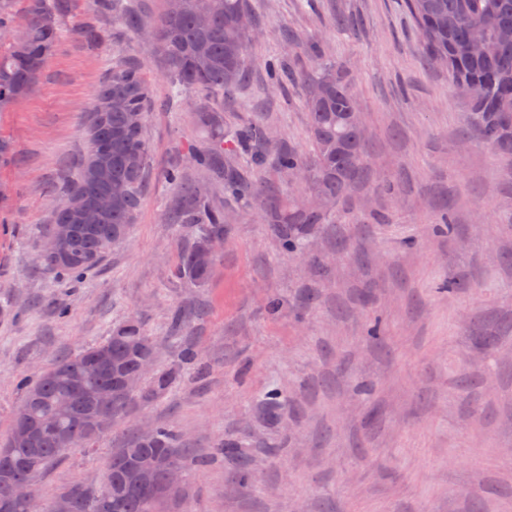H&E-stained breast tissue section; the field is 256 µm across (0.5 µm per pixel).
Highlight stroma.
Instances as JSON below:
<instances>
[{
  "instance_id": "35a3bbf8",
  "label": "stroma",
  "mask_w": 512,
  "mask_h": 512,
  "mask_svg": "<svg viewBox=\"0 0 512 512\" xmlns=\"http://www.w3.org/2000/svg\"><path fill=\"white\" fill-rule=\"evenodd\" d=\"M249 5L259 21L250 79L225 104L226 127L259 121L272 141L310 154L300 86H267L264 66L311 70L301 44L320 42L355 86L370 145L348 220L320 225L292 256L259 204L237 208L212 277L173 279L194 232L167 218V172L192 170L191 149L207 143L196 100L97 0H62L64 37L33 90L0 112L11 146L0 161V441L21 405L19 379L135 317L156 369L179 375L135 399L93 450L53 461L39 477L46 495L98 489L113 449L164 424L208 459L185 470L174 512H512V158L467 131L465 104L422 55L405 0ZM340 15L354 26H337ZM119 55L138 58L155 103L149 180L127 240L69 285L37 252ZM444 207L456 225L445 237L432 230ZM178 310L192 317L181 332ZM187 344L199 361L182 366ZM272 391L282 395L273 415ZM220 443L234 455L210 459ZM455 456L468 465H451Z\"/></svg>"
}]
</instances>
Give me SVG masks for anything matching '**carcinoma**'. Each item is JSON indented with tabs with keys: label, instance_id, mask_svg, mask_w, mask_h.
Here are the masks:
<instances>
[{
	"label": "carcinoma",
	"instance_id": "1",
	"mask_svg": "<svg viewBox=\"0 0 512 512\" xmlns=\"http://www.w3.org/2000/svg\"><path fill=\"white\" fill-rule=\"evenodd\" d=\"M59 0H30L28 22L23 31H15L12 0H0V31L14 32V41L0 49V112L9 111L37 83L42 69L64 35L58 15ZM407 9L419 33V45L424 57L432 62L438 55L448 57V82L454 88L467 76L482 77L491 86L490 108L478 103L468 104L469 127L487 148L507 158L512 155V141L500 142V120L512 122V40L504 42L496 36L501 29L512 31V0H406ZM112 14L120 18L132 37L142 36L150 27L155 32L152 42L163 59L166 76L171 84L200 96L197 112L200 123L209 130V142L190 153L191 162L211 175L223 188L224 198L245 206L251 202L254 185L231 169V159L245 149L263 166L273 163L279 172L290 177L299 172L306 180L298 194L282 198L267 192L264 214L273 227L282 251L296 254L303 250L309 236L319 224L328 223L351 187L366 175V140L363 123L346 119L348 112H361L358 95L350 79L333 65H322L300 78L304 106L308 114V129L313 150L305 156L284 144L270 156L264 149L266 133L254 125L238 133L224 129V100L234 96L246 80L244 67L251 42L241 24L246 16L257 24L247 0H165L161 15L145 19L141 13L128 11L122 0H112ZM206 16L209 26H198L200 16ZM472 41L483 44L484 53L472 57L464 48ZM123 101L122 107H112L104 124L91 118L89 152L81 161L76 180L66 194L79 198L82 206L96 207L109 186L123 185V193L112 200V209L105 212L93 229L78 234L76 247L93 263L58 264L44 262L63 279L78 281L99 266L111 251L112 240L127 237L135 223L147 174L148 148L144 139L147 112L151 96L146 77L139 64L124 58L112 61V77L98 89L92 114L105 110L107 100ZM137 112L140 125L130 128V113ZM137 157V167L128 159ZM175 186L177 199L169 211L175 224H193L198 234L184 251L177 264L176 275L196 283L206 281L213 273L216 261L199 262L208 239L224 233L227 216L224 210L208 205L211 183L187 182L183 171L168 172ZM135 343L146 346L148 359L154 357V345L138 319L132 318L112 330L102 343L77 350L56 360L32 382L24 381L22 407L30 416L46 411L57 413L62 426L73 437L72 447L90 448L94 439L87 436L78 415V408L88 405L83 399L75 405H60L64 383L83 373V356L106 347L112 352V362L133 372L137 359L131 355ZM176 370L155 375L150 393L165 391L172 384ZM180 434L168 425H158L145 438L137 433L129 447L110 459L104 486L95 492L73 485L61 492L80 496L77 512H99L100 501L112 492L114 480L124 478L131 461L140 455L169 457L182 468L190 464L201 466L187 449L180 447ZM66 453L51 435L42 437L37 449L19 443L13 447L8 467L15 481L27 479L31 465L42 473L47 464ZM176 493L155 496L148 491L130 493L118 499L112 512H164L165 503Z\"/></svg>",
	"mask_w": 512,
	"mask_h": 512
}]
</instances>
